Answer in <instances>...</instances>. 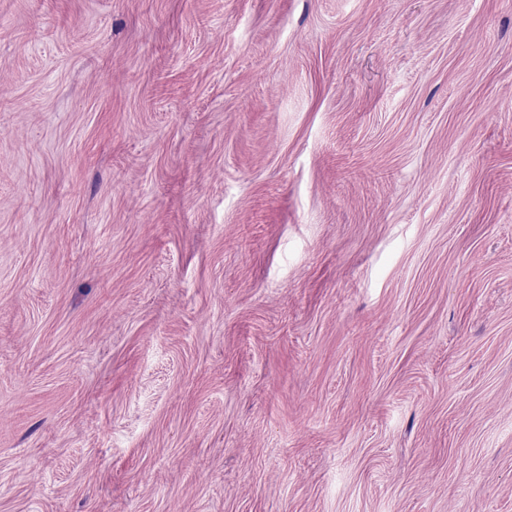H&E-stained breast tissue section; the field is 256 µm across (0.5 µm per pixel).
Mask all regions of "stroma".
I'll use <instances>...</instances> for the list:
<instances>
[{
  "label": "stroma",
  "instance_id": "stroma-1",
  "mask_svg": "<svg viewBox=\"0 0 512 512\" xmlns=\"http://www.w3.org/2000/svg\"><path fill=\"white\" fill-rule=\"evenodd\" d=\"M0 512H512V0H0Z\"/></svg>",
  "mask_w": 512,
  "mask_h": 512
}]
</instances>
